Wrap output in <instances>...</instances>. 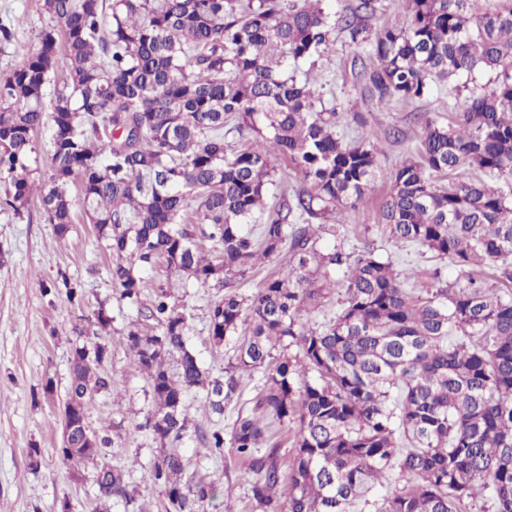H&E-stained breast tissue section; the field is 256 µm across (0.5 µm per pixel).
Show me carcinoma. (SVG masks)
Returning <instances> with one entry per match:
<instances>
[{
  "mask_svg": "<svg viewBox=\"0 0 512 512\" xmlns=\"http://www.w3.org/2000/svg\"><path fill=\"white\" fill-rule=\"evenodd\" d=\"M323 2L42 0L53 26L36 47L18 43L1 19L0 46H14L17 62L0 75V209L18 214L35 195L63 237L79 179L80 207L112 253V283L138 305L146 287L139 270L161 260L222 288L290 240L289 268L251 295L230 291L211 306L212 341L238 336L224 380H208L187 349V318L163 286L144 305L156 333L134 327L125 335L156 403L162 452L151 481L164 488L167 512H204L218 493L212 480L183 481L182 456L171 448L188 427L187 393L207 389L222 415L237 395L236 373L256 370L262 389L254 411L237 412L230 445L266 512L282 503L286 512H350L393 467L414 484L384 488L382 512H463L481 490L493 512H512V292L481 276L493 266L512 286V5L397 0L406 23L371 35L366 20L380 0L338 14ZM338 28L369 46L364 92L380 103L495 75L491 90L465 97L452 123L426 120L419 160L396 169L380 213L391 238L457 267L461 287L423 294L371 250L352 260L316 249L313 221L357 205L376 175L378 146L344 143L337 104L325 105L299 76ZM60 47L69 60L62 75ZM233 131L243 143L228 154L224 137ZM276 156L304 188L270 206ZM198 224L213 242L209 257L196 245ZM247 224L260 225L259 235ZM314 266L348 270L339 310L317 328L303 323L321 295ZM111 322L101 306L73 326L84 342L73 352L66 404L112 391L104 368ZM284 339L297 352L273 355ZM275 422L297 424L286 477ZM86 433L70 436L62 460L95 467L100 501L136 503V488L106 462L110 436ZM205 441L224 454V428Z\"/></svg>",
  "mask_w": 512,
  "mask_h": 512,
  "instance_id": "1",
  "label": "carcinoma"
}]
</instances>
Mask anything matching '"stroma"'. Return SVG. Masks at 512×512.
<instances>
[{
  "label": "stroma",
  "mask_w": 512,
  "mask_h": 512,
  "mask_svg": "<svg viewBox=\"0 0 512 512\" xmlns=\"http://www.w3.org/2000/svg\"><path fill=\"white\" fill-rule=\"evenodd\" d=\"M10 17L16 39L37 45L40 34L51 27L41 0H0V17ZM366 45L350 43L337 33L332 49L311 73L324 100H336L340 109L338 130L346 139L372 137L379 147L377 174L371 192L356 206L344 208L337 219H323L316 247L323 252L340 250L355 254L373 249L399 273H412L416 288L460 286L458 269L418 245L394 242L380 222V207L392 185V174L403 162L417 160L424 124L431 117L445 125L469 91L461 81L442 83L432 93L412 102L380 103L362 97L358 62ZM105 254L93 225L76 217L69 233L58 236L38 202L21 213L0 210V512H166L164 490L150 480L161 445L147 420L154 414L146 376L126 350L127 330L142 317L137 306L122 300L112 284ZM81 281L83 298L69 302L65 296L44 294L43 285L60 283L62 277ZM150 289L170 281L179 311L188 318L186 345L197 357L209 379H223L233 359V348L213 346L209 313L222 289L192 281L171 280L165 264L145 271ZM106 305L112 318L108 368L116 383L114 391L97 395L88 409L91 428L107 430L114 442L107 461L121 469L139 491L136 507L117 500L101 503L94 482L95 468L65 465L59 450L63 439V405L70 387V362L77 342L71 331L80 315ZM261 373L243 377L239 398L228 403L223 414L212 412L205 389L185 397L188 434L177 450L184 459V480H214L219 493L207 512H257L251 498L252 475L232 450L213 455L202 438L218 426H230L238 411L254 405ZM39 449L30 458V449Z\"/></svg>",
  "instance_id": "obj_1"
}]
</instances>
